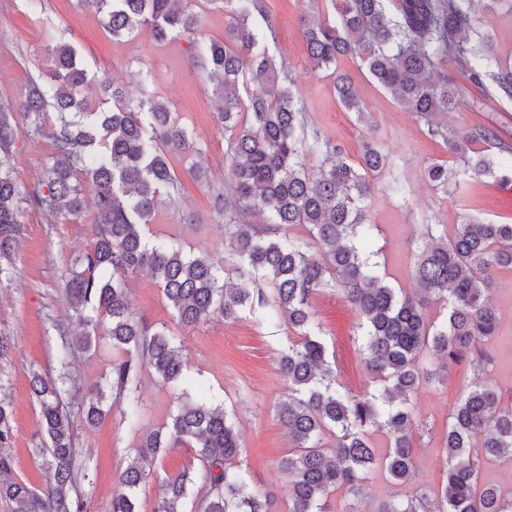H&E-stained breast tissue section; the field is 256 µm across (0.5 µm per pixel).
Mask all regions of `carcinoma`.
Segmentation results:
<instances>
[{
    "mask_svg": "<svg viewBox=\"0 0 512 512\" xmlns=\"http://www.w3.org/2000/svg\"><path fill=\"white\" fill-rule=\"evenodd\" d=\"M102 14L112 38L148 29L162 44L195 35L201 17L190 0H78ZM227 13L223 40L201 45L191 65L214 82L217 118L229 134L224 151L230 187L217 195L224 220V245L216 255L194 256L172 243L150 241L145 228L155 222L162 200L182 184L167 153L193 149L186 127L169 103L146 94L136 104L107 75L91 74L77 62L67 42L47 46L46 78L32 81L16 111L40 129L55 114L48 135L53 156L44 189L29 204L65 222L86 209L82 183L96 187L95 234L79 259L82 270L65 281L62 297L75 313L79 332L62 341L59 374L32 373L31 389L40 406L45 442L31 449L42 459L47 484L35 490L9 479L11 458L0 453V497L17 512H83L82 486L91 481L76 443L71 398L76 382L69 373L74 351H89L103 337L124 355L112 362L110 389L127 395L124 419L140 428L141 401L136 382L143 368L162 386L187 394L178 338L164 327L136 317L129 305L128 278L148 270L178 322L193 326L222 317L235 320L245 310L294 331L279 353L288 381V401L278 417L294 451L280 464L290 480L288 512H328L331 493L344 487L362 496L368 474L378 465L401 483L417 481L411 395L424 384L441 383L449 362L471 356L467 395L448 413L444 451L447 477L431 506L419 488L405 501L385 500L373 512H512V490L485 482V464L512 462V406L489 379V343L498 336L500 317L486 296L493 273L512 270V224L465 218L458 224L427 225L428 242L416 255L415 284L407 292L390 286L368 252L377 225L367 219L371 177L392 165L390 154L373 142L356 160L342 154L316 131H308L303 104L292 91L285 66L260 49L273 24L260 0H207ZM501 0H332L334 15L302 19V35L313 66L332 69L339 104L364 117L351 75L338 68L357 58L372 79L440 139L463 166L434 162L427 179L442 191L464 176L501 178L507 157L491 156L495 134L488 128L456 132L448 113L460 102L454 81L440 69L450 59L474 62L467 79L489 83L512 100V67L497 56L492 36L475 17ZM262 93L247 100L239 83ZM99 91L95 104L86 92ZM17 138L9 109L0 108V281L15 273L19 247L17 203L21 190L9 166ZM319 165L309 166V157ZM265 216L267 226L253 223ZM237 274L267 284L249 290L231 287L224 276ZM342 292L357 316L356 342L378 386L355 393L338 379L335 362L315 322L311 302L327 291ZM446 310L434 317L430 308ZM106 392L85 399L83 416L93 426L105 416ZM387 438L378 456L372 435ZM11 413L0 402V448L9 447ZM195 448L202 482L183 471L158 486L153 512H271L268 497L253 489L248 473L232 466L240 448L235 413L198 398H184L171 422L143 433L135 461L119 478L109 512H139V492L151 482V466L168 448Z\"/></svg>",
    "mask_w": 512,
    "mask_h": 512,
    "instance_id": "obj_1",
    "label": "carcinoma"
}]
</instances>
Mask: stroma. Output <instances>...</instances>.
I'll return each mask as SVG.
<instances>
[{
  "instance_id": "obj_1",
  "label": "stroma",
  "mask_w": 512,
  "mask_h": 512,
  "mask_svg": "<svg viewBox=\"0 0 512 512\" xmlns=\"http://www.w3.org/2000/svg\"><path fill=\"white\" fill-rule=\"evenodd\" d=\"M261 3L275 29L265 49L288 64L309 125L353 159L359 158L365 141H375L392 158V166L383 176L384 184L396 178L407 187L405 199L399 200L383 184L368 201V218L381 229L377 239L379 259L385 263L393 287L413 289L414 254L424 241L430 221L457 224L470 216L494 224H512V180L468 177L448 193L434 190L424 176L427 165L438 160L455 167L458 158L443 142L431 140L412 113L404 111L387 90L346 58L339 67L353 77L366 116L358 118L338 104L327 70L313 68L301 34V18L310 8L308 0ZM197 9L201 29L195 38L160 46L146 30L131 40H113L102 15L94 8L79 6L77 0H0V106L15 110L18 137L10 164L24 191L39 189L53 149L47 134L35 132L16 107L24 100L31 82L48 68L46 46L53 40L65 41L75 48L90 72L109 74L123 84L130 102H137L145 90L170 101L191 131L195 146L201 149L198 158L209 166L211 181L206 184L191 177L189 168L197 157L186 152L170 153L169 162L182 181V190L174 201L162 205L152 232L173 238L177 246L194 254H213L221 249L224 228L215 211L214 196L229 182L224 158L226 137L216 121L218 103L211 87L190 67L189 59L196 43L223 39L228 18L223 9L208 0H200ZM446 68L462 99L459 109L448 115L449 126L463 131L489 127L500 140L512 144V102L499 99L492 86L470 83L463 75L467 63L451 60ZM146 70L151 71L153 80L145 88L140 76ZM83 191L88 203L83 217L66 223L50 222L27 202H19L18 274L13 281L0 284V337L10 343L9 353L0 356V399L12 411L13 437L8 454L13 477L38 489L46 483V472L41 460L31 454L43 436L30 378L35 371H55L61 335L76 329L74 313L62 298L61 286L78 256L94 240L92 205L96 189L87 182ZM487 297L500 315L499 334L491 344L495 363L490 373L504 394L511 395V270L499 271ZM129 300L134 314L179 337L186 374L202 386L209 399L236 411L241 448L235 465L248 469L255 489L270 494L273 512H287L289 481L279 464L291 442L277 417L278 405L288 397V384L278 369L279 353L288 344L287 327L265 320L257 310L243 311L230 323L181 326L160 288L145 272L132 276ZM312 306L328 349L336 357L341 380L353 391L363 390L371 377L352 339V310L333 291L316 296ZM112 356V344L105 339L93 351L76 352L71 371L82 392L104 386ZM470 373L468 361H461L449 370L445 385L422 386L412 397L418 415L427 424L426 429L415 433L416 483H396L377 468L370 473L361 500H352L344 490H337L327 500L329 512H346L350 507L356 512H372L380 501L410 498L421 486L439 491L447 472L443 443L448 411L462 399V384ZM138 392L142 397V421L137 431L125 423V401L115 393H108L104 401L106 415L94 426L84 422L80 404L71 407L74 428L91 469V482L84 487L87 512H109L118 477L135 455L141 430L167 424L176 405V392L160 386L152 370L141 373ZM198 468L191 447L171 448L160 455L149 486L139 496L140 512H152L161 479Z\"/></svg>"
}]
</instances>
